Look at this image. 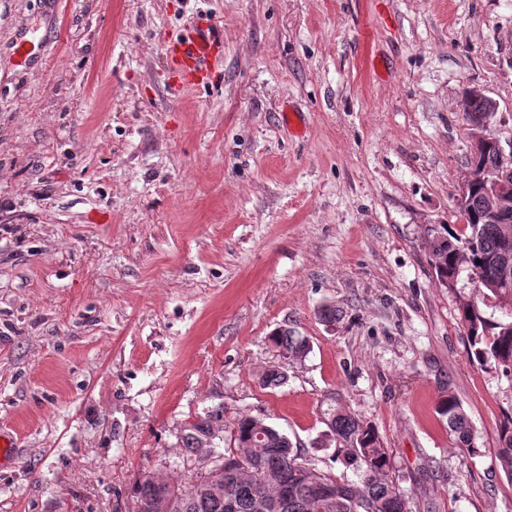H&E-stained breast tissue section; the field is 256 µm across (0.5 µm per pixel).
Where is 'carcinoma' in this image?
Here are the masks:
<instances>
[{"instance_id": "1", "label": "carcinoma", "mask_w": 512, "mask_h": 512, "mask_svg": "<svg viewBox=\"0 0 512 512\" xmlns=\"http://www.w3.org/2000/svg\"><path fill=\"white\" fill-rule=\"evenodd\" d=\"M459 232L441 225L454 244L437 248L427 242L436 277L458 280L462 273L482 299H462L461 319L472 355L481 364L493 362L512 373V266L501 262L502 241L512 224H477L458 216ZM494 301L502 317L486 315L479 303ZM271 341L285 358L298 360L310 351L308 340L278 329ZM448 432L465 448L473 447L474 429L453 395L439 405ZM327 437L343 449L354 480H338L302 459L288 435L265 419L240 415L224 424L219 406L184 418L176 435L181 447L183 477L169 482L153 470L139 472L130 488L134 512H411L407 497L389 476L391 460L374 427L341 407L327 423ZM497 458L512 480V414L499 429ZM333 484L336 496L323 502L318 485Z\"/></svg>"}]
</instances>
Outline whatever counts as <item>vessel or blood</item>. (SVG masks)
<instances>
[{
  "label": "vessel or blood",
  "mask_w": 512,
  "mask_h": 512,
  "mask_svg": "<svg viewBox=\"0 0 512 512\" xmlns=\"http://www.w3.org/2000/svg\"><path fill=\"white\" fill-rule=\"evenodd\" d=\"M42 51L29 29H18L10 42V55L15 65L33 68ZM163 51L172 86L177 90L198 89L211 82L213 71L224 61V41L212 18L199 16L190 28L166 38Z\"/></svg>",
  "instance_id": "vessel-or-blood-1"
}]
</instances>
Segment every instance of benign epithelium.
<instances>
[{
  "label": "benign epithelium",
  "mask_w": 512,
  "mask_h": 512,
  "mask_svg": "<svg viewBox=\"0 0 512 512\" xmlns=\"http://www.w3.org/2000/svg\"><path fill=\"white\" fill-rule=\"evenodd\" d=\"M495 109V103L479 88L470 89L459 102V111L471 115L472 155L478 158L491 151L497 156L499 167L492 169L482 164H473L457 205L462 210H474L475 188L483 184L486 191L481 201L482 216L495 223L508 224L512 222V178L509 177V171L504 169L509 160L508 151L491 129Z\"/></svg>",
  "instance_id": "obj_1"
}]
</instances>
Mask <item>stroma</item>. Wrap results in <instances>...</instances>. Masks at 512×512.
Listing matches in <instances>:
<instances>
[{
    "instance_id": "35a3bbf8",
    "label": "stroma",
    "mask_w": 512,
    "mask_h": 512,
    "mask_svg": "<svg viewBox=\"0 0 512 512\" xmlns=\"http://www.w3.org/2000/svg\"><path fill=\"white\" fill-rule=\"evenodd\" d=\"M204 13L224 64L176 91L162 40ZM49 24L13 66V32ZM472 87L512 141V0H0V512H133L138 471L178 478L177 427L217 406L339 480L320 442L346 408L412 512H512V376L472 360L475 290L440 285L426 246L458 223ZM283 326L305 360L272 347ZM47 36L45 32L36 41L29 29H17L10 42V56L13 58L14 65L28 69L37 65L41 60L44 37ZM439 411L442 416L446 417L450 435L456 437L457 442L467 448V451L474 447V429L456 397L448 394V397L440 403ZM497 458L502 471L512 480V414L506 415L500 425Z\"/></svg>"
}]
</instances>
